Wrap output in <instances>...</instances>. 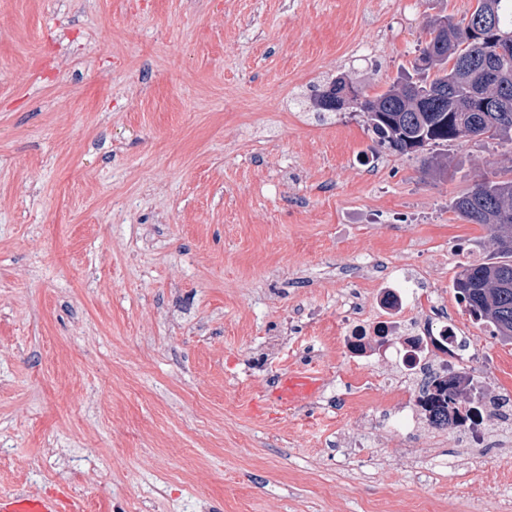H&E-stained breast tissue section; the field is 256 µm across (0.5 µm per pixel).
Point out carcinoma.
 <instances>
[{"label": "carcinoma", "instance_id": "cac0c4a2", "mask_svg": "<svg viewBox=\"0 0 512 512\" xmlns=\"http://www.w3.org/2000/svg\"><path fill=\"white\" fill-rule=\"evenodd\" d=\"M491 2L497 30L512 34V0H477L470 15L447 18V27L426 25L425 42L413 65L416 82H396L374 97L362 95L356 111L366 116L368 126L382 145L400 155L417 154L427 146H446L461 138L491 140L512 146V83L506 87L486 78L478 67H462L459 60L475 61L494 46L472 36L474 17ZM336 77L315 89L310 105L315 112H334L323 99L335 94ZM499 104L500 112H483L474 99ZM453 208L472 224H481L491 233L498 261L469 262L457 273L453 290L477 324L492 327V335L512 342V177L500 173L483 175L475 186L453 201ZM429 400L443 402L428 418L429 426L449 430L448 405H470L469 395L430 376Z\"/></svg>", "mask_w": 512, "mask_h": 512}]
</instances>
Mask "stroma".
<instances>
[{
	"label": "stroma",
	"instance_id": "obj_1",
	"mask_svg": "<svg viewBox=\"0 0 512 512\" xmlns=\"http://www.w3.org/2000/svg\"><path fill=\"white\" fill-rule=\"evenodd\" d=\"M476 0H0V495L86 512H512V447L461 448L408 406L392 346L342 352L348 301L374 316L421 267L485 396H512V343L452 280L489 259L451 207L512 148L378 146L368 95L411 69L438 15ZM316 368L310 405L250 401ZM1 512H84L85 507L67 494L39 497L30 494L0 496Z\"/></svg>",
	"mask_w": 512,
	"mask_h": 512
}]
</instances>
